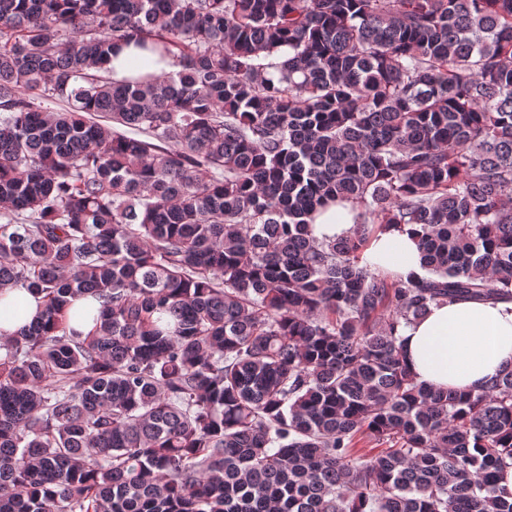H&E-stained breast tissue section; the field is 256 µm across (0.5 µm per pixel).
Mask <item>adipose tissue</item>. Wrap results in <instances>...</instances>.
<instances>
[{"label":"adipose tissue","instance_id":"1","mask_svg":"<svg viewBox=\"0 0 512 512\" xmlns=\"http://www.w3.org/2000/svg\"><path fill=\"white\" fill-rule=\"evenodd\" d=\"M352 203L320 209L313 221L318 240L347 236ZM370 264L401 275L419 272L420 251L412 226L378 233L364 253ZM40 298L17 285L0 290V341L38 320ZM403 352L418 382L438 389L478 393L501 370L512 367V301H457L431 305L401 330Z\"/></svg>","mask_w":512,"mask_h":512}]
</instances>
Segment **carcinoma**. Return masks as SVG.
Segmentation results:
<instances>
[{"label": "carcinoma", "mask_w": 512, "mask_h": 512, "mask_svg": "<svg viewBox=\"0 0 512 512\" xmlns=\"http://www.w3.org/2000/svg\"><path fill=\"white\" fill-rule=\"evenodd\" d=\"M131 43L177 69L112 79ZM401 224L407 279L364 259ZM18 284L0 512H512V369L426 386L399 335L512 299V0H0ZM355 214L356 209L351 202L330 204L315 214L313 235L320 241L347 236L353 228ZM21 303L19 312H12L17 303ZM43 306L41 299L29 293L21 285L0 291V341L14 336L23 327L38 320ZM99 305L90 296H80L71 302L68 311V324L76 332L87 335L96 326Z\"/></svg>", "instance_id": "carcinoma-1"}]
</instances>
